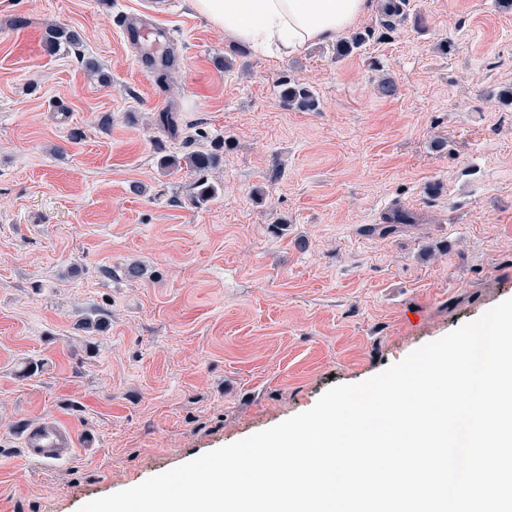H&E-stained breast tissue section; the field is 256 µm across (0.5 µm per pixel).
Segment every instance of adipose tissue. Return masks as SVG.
<instances>
[{"label": "adipose tissue", "instance_id": "adipose-tissue-1", "mask_svg": "<svg viewBox=\"0 0 512 512\" xmlns=\"http://www.w3.org/2000/svg\"><path fill=\"white\" fill-rule=\"evenodd\" d=\"M194 9L236 40L285 55L335 40L369 0H192Z\"/></svg>", "mask_w": 512, "mask_h": 512}]
</instances>
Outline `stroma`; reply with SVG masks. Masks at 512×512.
I'll list each match as a JSON object with an SVG mask.
<instances>
[{
	"label": "stroma",
	"mask_w": 512,
	"mask_h": 512,
	"mask_svg": "<svg viewBox=\"0 0 512 512\" xmlns=\"http://www.w3.org/2000/svg\"><path fill=\"white\" fill-rule=\"evenodd\" d=\"M383 3L350 53L288 57L175 0L147 75L121 34L146 0H0V512H78L512 298V0ZM52 25L81 43L47 48ZM217 140L198 206L159 160ZM49 416L76 444L45 466L21 432Z\"/></svg>",
	"instance_id": "obj_1"
}]
</instances>
